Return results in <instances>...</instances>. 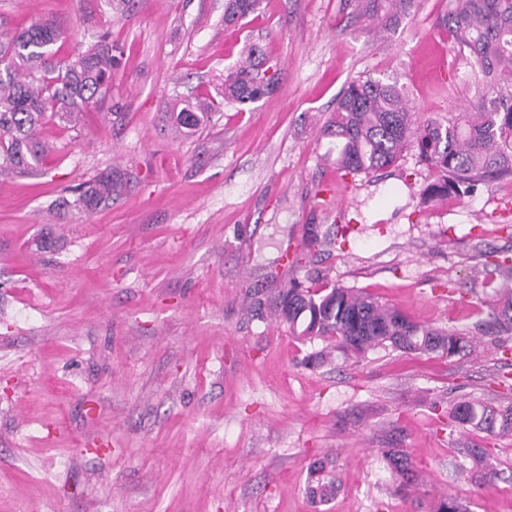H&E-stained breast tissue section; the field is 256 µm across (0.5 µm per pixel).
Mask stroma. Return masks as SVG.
Wrapping results in <instances>:
<instances>
[{
    "mask_svg": "<svg viewBox=\"0 0 512 512\" xmlns=\"http://www.w3.org/2000/svg\"><path fill=\"white\" fill-rule=\"evenodd\" d=\"M449 7L415 0L381 32L362 0H259L231 24L224 0H0V31L55 18L60 57L103 31L120 50L111 99L46 123L43 165L0 177V512H420L443 493L512 512V432L449 418L463 399L512 403V337L483 287L489 253L512 255V177L425 204L415 149L347 175L317 139L360 77L398 82L422 120L474 100ZM248 54L276 90L173 137L169 96H216ZM111 167L124 195L70 207ZM293 279L364 290L468 346L314 364L323 341L274 314ZM100 439L111 453H90ZM474 444L495 479L457 471ZM386 448L418 485L392 483ZM316 462L337 485L326 502L308 491ZM383 457L399 488L416 485L418 475L412 468L409 455L403 448H386L382 451Z\"/></svg>",
    "mask_w": 512,
    "mask_h": 512,
    "instance_id": "obj_1",
    "label": "stroma"
}]
</instances>
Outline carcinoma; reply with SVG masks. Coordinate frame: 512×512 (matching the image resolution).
<instances>
[{
    "instance_id": "cac0c4a2",
    "label": "carcinoma",
    "mask_w": 512,
    "mask_h": 512,
    "mask_svg": "<svg viewBox=\"0 0 512 512\" xmlns=\"http://www.w3.org/2000/svg\"><path fill=\"white\" fill-rule=\"evenodd\" d=\"M366 13L381 26L409 11L414 0H365ZM258 0H225L224 20L254 12ZM443 26L465 46L479 76V98L466 117L419 122L405 92L395 82L367 77L351 81L323 122L319 137L335 144L336 166L349 174H370L395 164L414 147L420 161L436 172L422 191L425 201L470 197L492 177L512 176V0H453ZM53 19L0 31V175L38 169L46 146L38 130L48 117L67 126L112 93L116 46L109 32L79 53V65L62 61L54 46L61 38ZM260 63L239 65L236 77L224 81V100L247 104L272 93L276 76L261 75ZM215 100L198 101L176 94L168 119L172 129L191 136L209 121ZM128 186L117 170L100 173L79 190L74 204L93 212ZM496 297L492 312L498 333L512 335V290L485 282ZM279 318L303 342L320 339L358 359L378 347L452 357L465 349L459 334L411 320L370 293L338 285L304 288L293 280L284 289ZM453 422L487 433L512 429V404L463 400L452 411ZM383 457L398 486L417 484L418 475L403 448H385ZM336 493L333 481H316L313 498L322 502ZM432 512H468L458 499L443 495Z\"/></svg>"
}]
</instances>
